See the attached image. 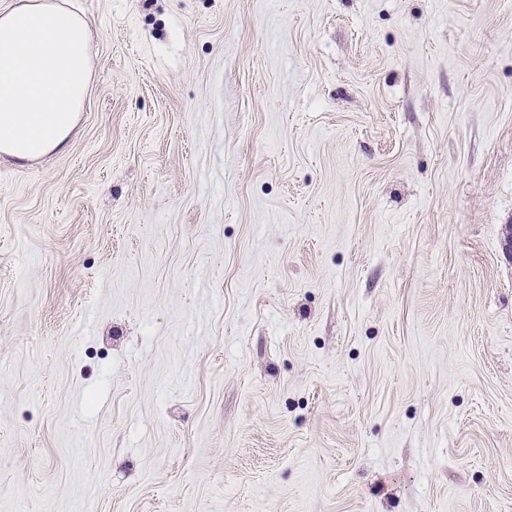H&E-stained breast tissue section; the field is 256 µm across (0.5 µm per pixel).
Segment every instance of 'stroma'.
Here are the masks:
<instances>
[{"label": "stroma", "mask_w": 512, "mask_h": 512, "mask_svg": "<svg viewBox=\"0 0 512 512\" xmlns=\"http://www.w3.org/2000/svg\"><path fill=\"white\" fill-rule=\"evenodd\" d=\"M0 158V512H512V0H66ZM63 3L0 8V154L20 162L63 150L87 97L89 25Z\"/></svg>", "instance_id": "obj_1"}]
</instances>
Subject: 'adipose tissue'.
Segmentation results:
<instances>
[{"instance_id": "obj_1", "label": "adipose tissue", "mask_w": 512, "mask_h": 512, "mask_svg": "<svg viewBox=\"0 0 512 512\" xmlns=\"http://www.w3.org/2000/svg\"><path fill=\"white\" fill-rule=\"evenodd\" d=\"M91 82L90 30L62 0L0 8V154L21 162L63 150Z\"/></svg>"}]
</instances>
